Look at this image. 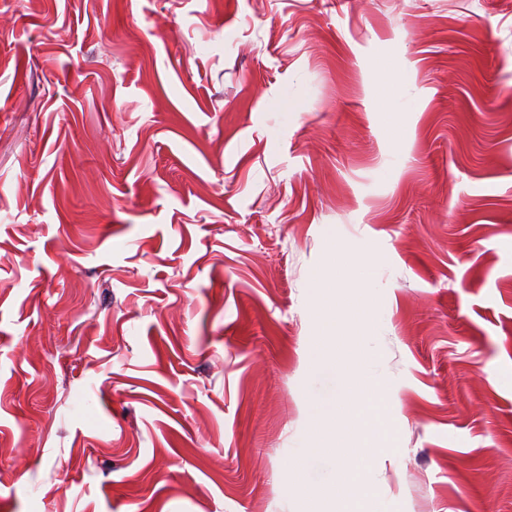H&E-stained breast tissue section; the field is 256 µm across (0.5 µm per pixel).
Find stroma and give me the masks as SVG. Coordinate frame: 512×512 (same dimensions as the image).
I'll return each instance as SVG.
<instances>
[{
	"label": "stroma",
	"mask_w": 512,
	"mask_h": 512,
	"mask_svg": "<svg viewBox=\"0 0 512 512\" xmlns=\"http://www.w3.org/2000/svg\"><path fill=\"white\" fill-rule=\"evenodd\" d=\"M343 257L368 477L512 512V0H0L5 512H305Z\"/></svg>",
	"instance_id": "obj_1"
}]
</instances>
